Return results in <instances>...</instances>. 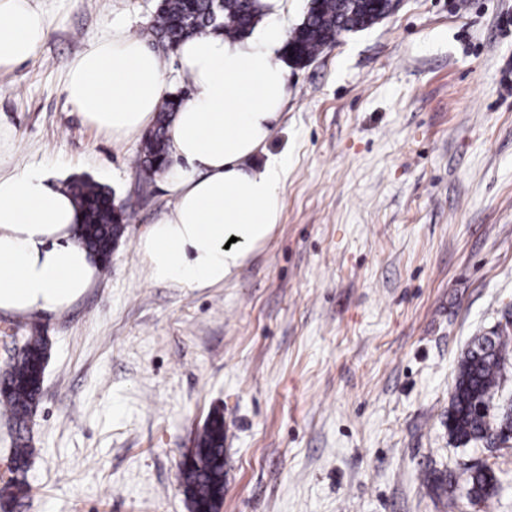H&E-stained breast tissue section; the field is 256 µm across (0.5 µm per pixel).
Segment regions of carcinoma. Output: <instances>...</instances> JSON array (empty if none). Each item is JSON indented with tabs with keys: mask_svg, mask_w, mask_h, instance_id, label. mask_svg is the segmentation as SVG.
Wrapping results in <instances>:
<instances>
[{
	"mask_svg": "<svg viewBox=\"0 0 512 512\" xmlns=\"http://www.w3.org/2000/svg\"><path fill=\"white\" fill-rule=\"evenodd\" d=\"M392 10V0H315L297 26L295 40L288 44L290 60L297 64L310 60L330 45L343 31H358L382 19ZM263 12L261 0H161L154 23L156 37L179 45L192 36L189 28L216 16L212 30L243 37L250 33ZM175 112L172 100L162 102L155 126L146 135L141 149V172L153 169L155 160L166 155V133ZM71 193L82 211L79 238L91 250L108 251L113 237H122L125 225L117 224L112 214V192L98 183L75 180ZM512 349V332H493L482 346L472 343L461 357L448 407V434L458 446L489 438L492 426H501L509 416L487 415L477 410L491 406L503 379L506 357ZM50 357V343L45 336H28L20 350L0 370V401L15 421L18 436L13 448L12 476L0 492L9 501L25 497V480L31 450L23 435L39 402L44 373ZM181 485L190 502L191 512H217L224 499V415L216 412L207 420L195 448L181 467ZM435 488L455 498L461 491L469 500L483 502L498 488L494 470L488 466L470 468L460 483L448 473L430 472Z\"/></svg>",
	"mask_w": 512,
	"mask_h": 512,
	"instance_id": "obj_1",
	"label": "carcinoma"
}]
</instances>
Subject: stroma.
<instances>
[{
    "instance_id": "obj_1",
    "label": "stroma",
    "mask_w": 512,
    "mask_h": 512,
    "mask_svg": "<svg viewBox=\"0 0 512 512\" xmlns=\"http://www.w3.org/2000/svg\"><path fill=\"white\" fill-rule=\"evenodd\" d=\"M289 65L256 159L288 158L271 238L224 284L151 280L140 237L171 202L138 191L141 137L80 118L72 61L159 0H36L48 32L0 72V174L29 165L128 203L108 268L61 312L0 311L47 336L15 512H190L179 467L224 412L219 512H512V443L456 446L458 362L512 307V0H397ZM482 462L496 494L449 510L428 471Z\"/></svg>"
}]
</instances>
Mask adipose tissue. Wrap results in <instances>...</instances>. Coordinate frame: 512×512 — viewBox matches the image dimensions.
<instances>
[{"mask_svg":"<svg viewBox=\"0 0 512 512\" xmlns=\"http://www.w3.org/2000/svg\"><path fill=\"white\" fill-rule=\"evenodd\" d=\"M47 19L32 0H0V71L34 56ZM287 41L276 25L240 39L209 31L176 49L190 95L168 131L174 203L138 243L154 281L224 283L279 223L287 157L252 169L288 96ZM164 64L140 39L116 32L70 66L66 93L83 122L122 139L153 123L166 97ZM44 168L0 175V309L59 311L96 282L98 258L78 240L79 209Z\"/></svg>","mask_w":512,"mask_h":512,"instance_id":"ef3b65f1","label":"adipose tissue"}]
</instances>
